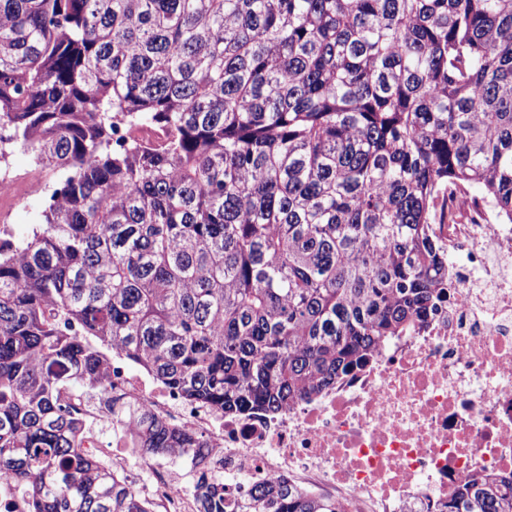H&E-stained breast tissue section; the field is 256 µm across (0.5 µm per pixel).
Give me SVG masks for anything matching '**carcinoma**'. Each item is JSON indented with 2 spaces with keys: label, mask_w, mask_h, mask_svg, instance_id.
Instances as JSON below:
<instances>
[{
  "label": "carcinoma",
  "mask_w": 512,
  "mask_h": 512,
  "mask_svg": "<svg viewBox=\"0 0 512 512\" xmlns=\"http://www.w3.org/2000/svg\"><path fill=\"white\" fill-rule=\"evenodd\" d=\"M0 123L58 175L0 239V469L29 512H149L85 452L108 353L277 413L448 301V190L512 224V0H0ZM123 126L129 140L112 146ZM147 458L204 443L145 416ZM198 512H347L286 479ZM438 512H512L475 474ZM4 206L6 207L2 212L6 215L8 224H11L13 234L16 237H23L34 224L40 222L45 202L40 197H25ZM8 224L0 226L1 235L9 234Z\"/></svg>",
  "instance_id": "1"
}]
</instances>
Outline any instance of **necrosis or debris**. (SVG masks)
Here are the masks:
<instances>
[{"instance_id":"1","label":"necrosis or debris","mask_w":512,"mask_h":512,"mask_svg":"<svg viewBox=\"0 0 512 512\" xmlns=\"http://www.w3.org/2000/svg\"><path fill=\"white\" fill-rule=\"evenodd\" d=\"M435 231L448 251V302L419 332L382 347L362 370L274 415L227 417L190 402L112 354L111 394L129 403L116 420L104 402H68L111 442L85 444L151 512H195L186 462H141L126 441L143 413L200 436L224 469V492L242 498L288 479L348 512H435L475 473H512V224L490 206L450 207Z\"/></svg>"}]
</instances>
